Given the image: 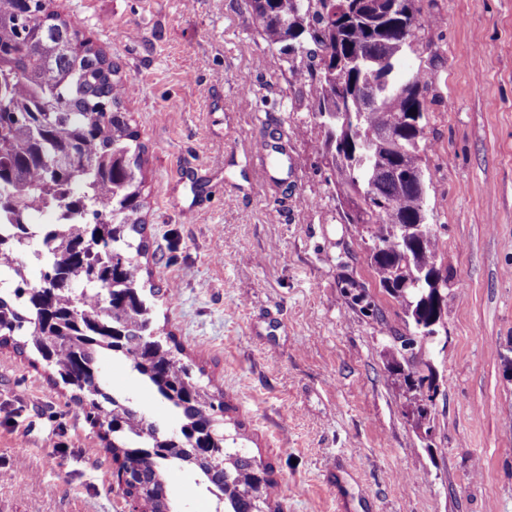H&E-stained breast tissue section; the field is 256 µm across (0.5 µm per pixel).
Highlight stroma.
<instances>
[{
  "label": "stroma",
  "mask_w": 512,
  "mask_h": 512,
  "mask_svg": "<svg viewBox=\"0 0 512 512\" xmlns=\"http://www.w3.org/2000/svg\"><path fill=\"white\" fill-rule=\"evenodd\" d=\"M418 5L404 68L424 76L427 221L450 278L429 441L388 371L402 308L341 220L324 132L247 0L50 4L135 84L124 109L145 146V263L176 290L156 323L234 406L281 512H512V0ZM277 146L272 191L257 156ZM50 376L0 348V512H130L99 478L115 468L101 431ZM103 381L175 427L125 364L104 359ZM165 481L179 512H215L193 470Z\"/></svg>",
  "instance_id": "stroma-1"
}]
</instances>
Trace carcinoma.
Here are the masks:
<instances>
[{"label": "carcinoma", "instance_id": "carcinoma-1", "mask_svg": "<svg viewBox=\"0 0 512 512\" xmlns=\"http://www.w3.org/2000/svg\"><path fill=\"white\" fill-rule=\"evenodd\" d=\"M417 0H402L407 22L418 29ZM255 30L279 51L287 65L288 83L306 90L313 117L333 123L330 115L348 114L356 135L388 129L399 144L380 143L375 149L381 177L376 193L382 204L373 209L362 202L368 181L364 170L342 174L351 157L329 154L327 141L317 151L334 173L341 220L345 207L355 211V224L379 240L381 249L367 255L380 287L402 307L403 340L430 321L444 327L443 303L433 297L428 277L443 282L442 244L434 225L426 224V191L414 180L392 182L386 169L397 166L422 175L428 144L421 86L398 71L413 38L389 29L402 18L390 11L392 0H248ZM381 67L386 89L377 105L366 101L369 69ZM351 70L350 85L336 95L329 69ZM134 92L112 60L57 12L48 0H0V187L18 200L0 205V264L14 273L0 287V344L25 336L30 350L52 371L54 385L72 392V399L94 427L104 429L106 451L143 458L144 478L127 482L136 496L150 487V512H174L160 493L164 470L180 464L196 471L215 496L216 512H278L270 494L257 503L249 489L257 481L274 487L272 467L238 445L239 425L229 429L230 405L224 394L210 397L196 380L191 365L178 354L175 336L157 334L152 298L160 290L144 291L142 257L145 237L144 145L122 103ZM417 109V116L410 115ZM53 206L76 218L71 233L56 241L47 227L35 228L40 206ZM428 225L425 237L419 225ZM94 240L86 258L88 281L77 294L56 292L50 314L37 292L48 279L75 265L73 244ZM41 258L39 283L24 274L23 259ZM429 348L388 350L390 373L400 381L406 415L420 423L425 406L438 393ZM110 356L136 371L170 407L178 420L173 431L149 421L128 397L95 383L101 361ZM221 447L222 455L202 452Z\"/></svg>", "mask_w": 512, "mask_h": 512}]
</instances>
